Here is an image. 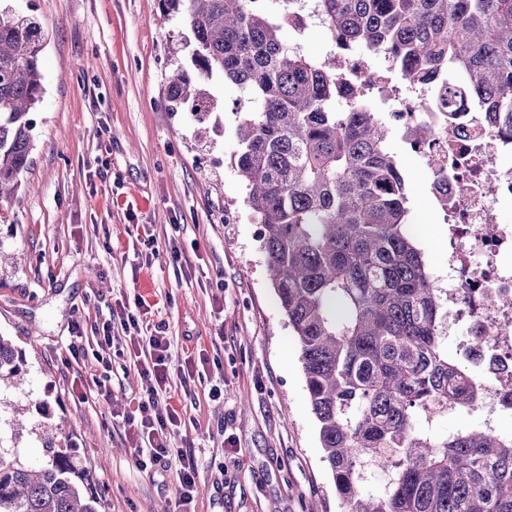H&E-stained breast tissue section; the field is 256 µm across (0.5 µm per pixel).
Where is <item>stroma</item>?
<instances>
[{
  "label": "stroma",
  "instance_id": "1",
  "mask_svg": "<svg viewBox=\"0 0 512 512\" xmlns=\"http://www.w3.org/2000/svg\"><path fill=\"white\" fill-rule=\"evenodd\" d=\"M0 4L35 17L45 35L30 165L20 188L0 199V247L11 255L0 265V333L26 356L25 383L0 395L66 435L99 512L174 505L175 466L138 469L124 424L112 419L149 382L127 355H113L107 368L97 360L98 330L115 301L144 294L151 325L165 328L175 351L207 350L219 367L190 391H170L190 419L175 445L198 460L195 512H342L297 342L232 165L237 87L219 77L205 83L212 109L203 124L172 108L168 78L189 65L194 37L163 0ZM389 146L407 178L412 222L439 237L424 251L429 269L445 273L448 226L430 175L398 137ZM228 212L234 223H225ZM174 234L196 259L170 262ZM76 322L83 336L75 342ZM99 379L110 402L96 394ZM228 435L237 441L230 451Z\"/></svg>",
  "mask_w": 512,
  "mask_h": 512
}]
</instances>
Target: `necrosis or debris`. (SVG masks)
Here are the masks:
<instances>
[{
    "label": "necrosis or debris",
    "instance_id": "1",
    "mask_svg": "<svg viewBox=\"0 0 512 512\" xmlns=\"http://www.w3.org/2000/svg\"><path fill=\"white\" fill-rule=\"evenodd\" d=\"M336 55L345 61L341 105L368 91L373 110L432 175L430 193L448 223V269L435 286L448 304V337L482 386L473 411L494 431L496 417L512 411V225L500 221L512 207V135L490 126L471 97L441 106L447 75L413 83L389 53L380 71L373 55L341 47ZM414 127L422 138H410ZM493 295L505 303H490Z\"/></svg>",
    "mask_w": 512,
    "mask_h": 512
}]
</instances>
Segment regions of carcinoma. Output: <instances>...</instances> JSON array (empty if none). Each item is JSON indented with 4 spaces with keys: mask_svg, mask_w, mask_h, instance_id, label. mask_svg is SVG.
<instances>
[{
    "mask_svg": "<svg viewBox=\"0 0 512 512\" xmlns=\"http://www.w3.org/2000/svg\"><path fill=\"white\" fill-rule=\"evenodd\" d=\"M250 0H168L182 9L194 71L169 100L199 123L210 115L197 80L215 75L248 94L234 167L262 225L261 247L296 336L311 410L343 512H512V434L438 436L426 411L472 408L470 369L448 357V307L412 230L406 177L389 129L363 102L336 108V57L315 60L282 36L278 7ZM349 47L414 64L410 78L459 75L504 133L512 132V0H319ZM43 37L0 9V199L20 185L43 93ZM457 87V88H459ZM457 88L450 86L452 96ZM25 352L0 333V385ZM39 467L0 450V512H98L84 474L43 438ZM388 468L387 487L361 474Z\"/></svg>",
    "mask_w": 512,
    "mask_h": 512,
    "instance_id": "carcinoma-1",
    "label": "carcinoma"
}]
</instances>
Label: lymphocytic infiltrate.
<instances>
[{
    "mask_svg": "<svg viewBox=\"0 0 512 512\" xmlns=\"http://www.w3.org/2000/svg\"><path fill=\"white\" fill-rule=\"evenodd\" d=\"M150 307L143 297H135L133 303H120L112 314L118 317L122 334L113 336L111 328H104L99 347L103 352L102 364H109L114 343L124 344L133 365L143 378L151 383L148 393L136 398L134 407L120 409L119 415L127 426L125 440L135 451L139 468L163 465L170 459L179 463V506H187L194 500L197 478L196 457L189 448H174L172 438L187 429L183 411L160 403L167 391L172 364H179L182 371L181 385H188L194 378L207 376L210 366L207 356L188 353L174 358L170 336L164 328L146 327L144 315Z\"/></svg>",
    "mask_w": 512,
    "mask_h": 512,
    "instance_id": "lymphocytic-infiltrate-1",
    "label": "lymphocytic infiltrate"
}]
</instances>
